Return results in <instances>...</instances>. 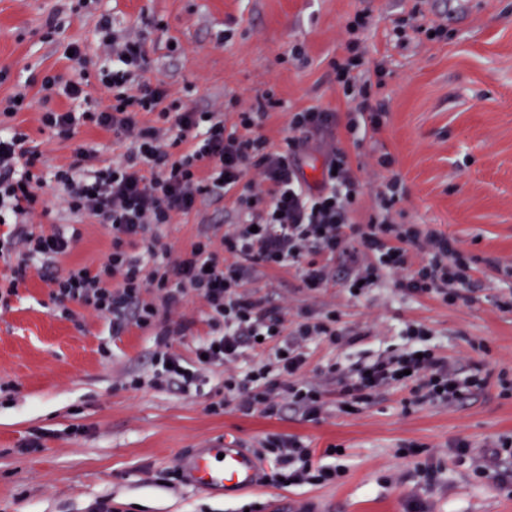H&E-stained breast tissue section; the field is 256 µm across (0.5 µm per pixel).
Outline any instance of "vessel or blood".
<instances>
[{"label":"vessel or blood","instance_id":"1","mask_svg":"<svg viewBox=\"0 0 512 512\" xmlns=\"http://www.w3.org/2000/svg\"><path fill=\"white\" fill-rule=\"evenodd\" d=\"M178 464L187 483L209 492L238 491L256 485L259 479L258 463L251 453L219 443L195 449Z\"/></svg>","mask_w":512,"mask_h":512}]
</instances>
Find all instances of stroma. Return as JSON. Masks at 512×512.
Segmentation results:
<instances>
[{"label":"stroma","mask_w":512,"mask_h":512,"mask_svg":"<svg viewBox=\"0 0 512 512\" xmlns=\"http://www.w3.org/2000/svg\"><path fill=\"white\" fill-rule=\"evenodd\" d=\"M0 0V99L18 90L36 95L37 78H77L68 44L80 45L94 80L91 102L104 89L95 77L107 67L97 25L109 16L113 29L145 40L151 79L168 84L188 105L219 112L230 100L255 104L267 89L281 101L262 132L278 144L292 113L318 106L336 113L332 143L345 150L365 185L357 218L371 211L384 178L399 175L403 198L398 223L443 231L482 263L484 283L472 301L443 302L407 296L383 283L362 296L344 288L311 293L296 269L256 280L261 296L282 297L292 321L314 319L329 309L341 326L361 332L352 345L313 342L305 349L306 377L337 363L363 365L403 347L408 322L433 332L431 344L456 367H479L488 386L453 405L410 402L389 388L356 413L342 409L336 386L322 382L327 403L315 421L285 409L280 416L244 413L224 402V370H203L194 390L153 385L155 332L133 328L113 335L107 320L79 308V321L60 317L41 272L31 271L8 305L0 304V512H95L110 499L114 512H512V482L483 473L493 440L512 437V311L498 296L512 292V277L490 262L512 260V0ZM369 17L359 39L366 58L383 63L372 105L385 112L377 131L355 147L346 124L351 106L333 82L331 62L348 57L346 25ZM59 28L47 34L48 17ZM301 57H292L293 48ZM17 124L45 153L44 174L71 162L68 143L42 130L36 110ZM391 168L378 166L382 154ZM233 207L199 203L189 216L162 229L164 242L181 249L212 224H234ZM71 253L55 271L97 266L110 245L107 225L84 223ZM208 308L189 295L176 314L187 325L173 352L192 359L207 338ZM299 439L313 467L342 466L327 484L281 486L223 495L195 490L175 479L178 460L194 448L222 441L265 458L270 440ZM41 450L26 451L31 440ZM468 443L465 462H455L451 443ZM341 456H334L335 448ZM440 465L437 481L420 467Z\"/></svg>","instance_id":"35a3bbf8"}]
</instances>
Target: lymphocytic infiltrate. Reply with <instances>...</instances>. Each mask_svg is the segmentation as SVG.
Here are the masks:
<instances>
[{
  "instance_id": "1",
  "label": "lymphocytic infiltrate",
  "mask_w": 512,
  "mask_h": 512,
  "mask_svg": "<svg viewBox=\"0 0 512 512\" xmlns=\"http://www.w3.org/2000/svg\"><path fill=\"white\" fill-rule=\"evenodd\" d=\"M98 28L111 62L98 73L108 93L106 106L51 108L57 96L86 99L85 73L76 80L58 73L44 77L36 101L14 95L0 99V224L10 226L0 234V258L20 257L0 282L1 302L26 281L29 260L52 263L71 252L80 237L79 222L108 225L111 245L97 268L79 266L51 276V298L61 315L73 317L77 304L109 321L116 335L132 327L155 329V380L184 388L199 372L170 350L185 330L173 315L189 293H196L210 311L211 332L194 351L205 365L230 366L247 347L275 356L274 365H260L241 378L225 377L224 388L238 409L273 416L292 408L313 419L325 402L318 386L296 380L307 363L304 347L319 337L352 344L361 335L339 328L333 311L289 323L283 304L250 290L256 274L293 267L310 292L338 283L367 290L387 276L403 293L445 302L477 288L476 262L457 239L393 221L391 211L402 197L398 176L381 185L374 211L361 222L353 219L361 183L343 150L329 153L321 181L308 186L297 158L332 129L334 112L310 106L292 113L288 137L271 146L260 127L278 104L273 91L256 106L229 115L197 110L174 97L164 82L147 77L144 42L114 35L105 16ZM332 68L344 96L356 102L348 131L378 129L382 111L370 103V78L383 76L382 64H370L359 50ZM36 104L42 127L74 144L72 162L56 166L48 178L42 152L29 146L28 134L14 123L19 112ZM145 114L154 115V123L142 122ZM82 126L110 132L125 144V153L103 163L92 147L76 142ZM49 189L62 194L74 228L35 232L25 226ZM227 197L243 221L225 225L217 238L200 235L176 252L163 242L161 226L192 213L199 201ZM137 243L161 254V262L146 266L130 251ZM404 334L410 349L387 355L356 376L329 366L326 374L335 378L338 394L357 404L396 385L424 390L429 401L448 405L467 397L472 387H485L486 378L459 377L455 366L429 347L427 326L406 324ZM276 449L279 468L267 473V480L288 485L310 480L309 449L293 437L278 439Z\"/></svg>"
}]
</instances>
